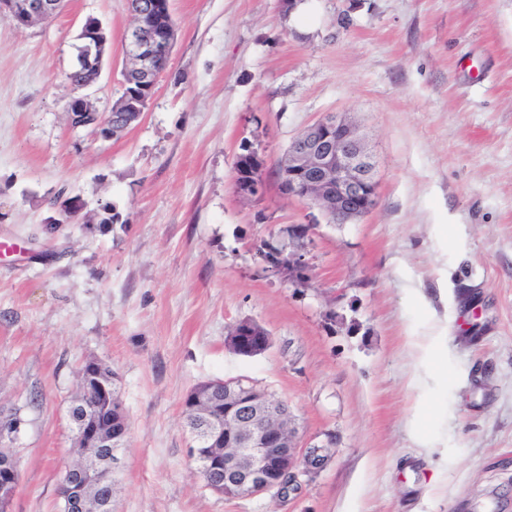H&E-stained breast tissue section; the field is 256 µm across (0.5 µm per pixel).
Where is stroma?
Segmentation results:
<instances>
[{
  "instance_id": "35a3bbf8",
  "label": "stroma",
  "mask_w": 512,
  "mask_h": 512,
  "mask_svg": "<svg viewBox=\"0 0 512 512\" xmlns=\"http://www.w3.org/2000/svg\"><path fill=\"white\" fill-rule=\"evenodd\" d=\"M306 3L299 18L286 0H171L153 97L109 140L70 125L66 75L97 18L108 45L90 99L111 112L126 0H67L23 29L0 16L10 512H59L92 358L115 371L129 422L114 512H512V0ZM344 112L376 156L379 199L333 224L277 170L306 126ZM245 148L264 162L251 198L233 183ZM61 195L85 209L64 217ZM269 246L301 250L307 281L268 269ZM244 320L269 333L265 352L228 349ZM231 377L287 403L299 446L335 435L295 491L227 498L199 478L183 402Z\"/></svg>"
}]
</instances>
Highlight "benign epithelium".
Masks as SVG:
<instances>
[{"label": "benign epithelium", "instance_id": "obj_1", "mask_svg": "<svg viewBox=\"0 0 512 512\" xmlns=\"http://www.w3.org/2000/svg\"><path fill=\"white\" fill-rule=\"evenodd\" d=\"M63 0H0V14L18 26L33 21H49L61 10ZM134 22L124 38L125 73L140 88L151 93L157 74L161 46L173 44V33L163 23L168 0H128ZM81 63L97 72L104 55L103 27L89 19L81 28ZM99 75L82 82L84 94L68 105V116L75 128L85 125L83 109L89 102L85 91ZM251 168L235 171L236 190L243 196L262 192L259 177L263 163L252 153L245 154ZM376 160L359 128L334 114L306 128L292 140L280 163V187L287 195L316 205L332 222L346 224L369 213L377 204ZM269 267L300 282L308 270L304 255L277 251ZM235 354L251 357L265 352L270 336L261 326L237 323L226 336ZM81 385L93 395L111 400L115 377L106 365L91 360L80 372ZM206 402L208 410L192 426V456L202 459L208 476L206 487L230 497H251L292 487L296 470L309 473L329 460L327 448L336 439L308 446L299 454L298 442L289 428L288 404L244 378L210 382L204 394L189 393L184 405L194 410ZM76 426L77 447L83 458L67 467L61 482L62 512H112V473L120 467L121 453L127 447L128 426L123 407L103 418L90 411L81 399L70 410ZM19 481L18 462L9 448H0V512H7Z\"/></svg>", "mask_w": 512, "mask_h": 512}]
</instances>
